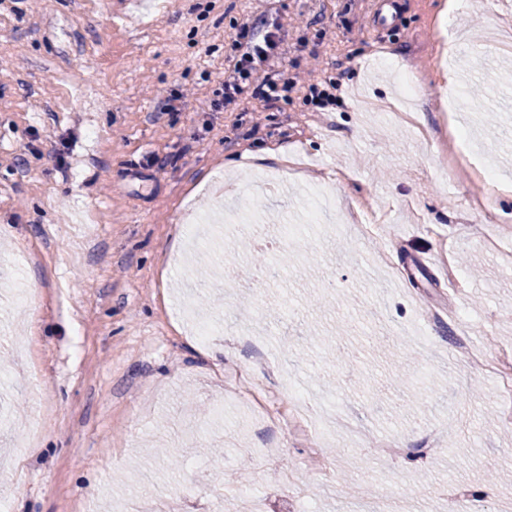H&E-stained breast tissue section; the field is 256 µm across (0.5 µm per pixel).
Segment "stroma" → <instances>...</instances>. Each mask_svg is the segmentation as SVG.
I'll list each match as a JSON object with an SVG mask.
<instances>
[{"instance_id":"obj_1","label":"stroma","mask_w":512,"mask_h":512,"mask_svg":"<svg viewBox=\"0 0 512 512\" xmlns=\"http://www.w3.org/2000/svg\"><path fill=\"white\" fill-rule=\"evenodd\" d=\"M447 2L0 0V260L36 292L0 283L9 512H123L146 477L167 512L194 483L230 512H512L485 365L512 354V191L474 198L475 167L512 183V9L446 45ZM247 22L299 82L213 111Z\"/></svg>"}]
</instances>
